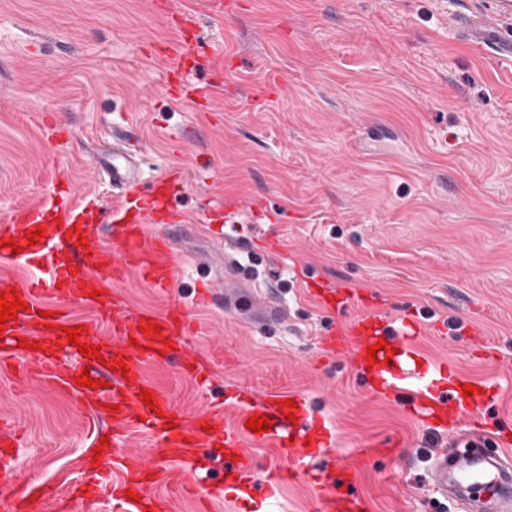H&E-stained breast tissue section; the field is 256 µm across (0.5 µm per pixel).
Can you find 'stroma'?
<instances>
[{
  "mask_svg": "<svg viewBox=\"0 0 512 512\" xmlns=\"http://www.w3.org/2000/svg\"><path fill=\"white\" fill-rule=\"evenodd\" d=\"M486 2L229 0L219 12L206 0H0V214L43 201L57 170L74 200L110 201L91 156L126 122L143 139L145 179L180 169L175 209L225 208L240 240L228 251L215 229L170 227L185 260L172 290L117 284L138 311L189 307L207 327L191 348L224 353L208 389L174 366L147 368L148 382L189 413L235 389L300 395L335 451L400 439L360 478L366 512H460L433 492L429 467L453 427H429L406 395L377 392L326 353L323 335L354 312L321 310L303 282L351 283L391 325L416 321L420 364L496 383L485 422L512 440V61L465 33ZM181 35L195 53L186 82L210 86L209 101L168 91L161 48ZM252 197L261 212L245 208ZM229 255L276 289L286 328L195 303ZM0 416L23 434L19 482L80 479L87 406L48 387L20 393L0 370Z\"/></svg>",
  "mask_w": 512,
  "mask_h": 512,
  "instance_id": "1",
  "label": "stroma"
}]
</instances>
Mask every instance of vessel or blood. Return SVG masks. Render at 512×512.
<instances>
[{"label": "vessel or blood", "instance_id": "vessel-or-blood-1", "mask_svg": "<svg viewBox=\"0 0 512 512\" xmlns=\"http://www.w3.org/2000/svg\"><path fill=\"white\" fill-rule=\"evenodd\" d=\"M471 37L475 44H496L501 56L512 60V0H495L489 16H476ZM144 144L141 138L127 137L96 152L95 167L103 169L119 201L111 211L117 235L112 246L100 242L102 222L95 202L79 204L60 198L56 183H49L47 199L12 211L0 219V257L16 258L35 269L36 275L17 286L1 278V291H16L25 304L16 319L0 327V356L13 362L24 381L49 385L75 402L93 398L98 411L112 413V441L100 457V468L86 475L79 497L83 512L103 496H110L114 512H171L170 501L157 498L154 489L174 480L206 502L222 496L237 481L247 482L256 491L257 503L264 512H278L280 487L297 476L310 475L309 460L331 450L332 436L327 428L317 427L309 419L302 399H295L292 419H285L283 399L262 396L244 400L234 426L224 424V406L216 404L193 415L176 414L170 401L160 391H153V405L141 397L148 383L145 368L149 365H174L184 374L207 382L210 359L187 350L185 336L195 331L190 312L179 305L160 314L133 312L126 309L112 292V284L129 275L138 278L157 292H168L176 278L177 260L168 236L148 234L150 224H182L186 217L175 210L170 200L181 181L179 171L170 170L153 184L143 185L141 162ZM43 230L35 244L27 234ZM12 247H5V240ZM20 253H13V246ZM50 296L49 317H41L42 296ZM251 308L258 311L262 323L281 324L286 307L269 294H254ZM76 307H87L91 317L80 320L72 316ZM356 315L347 323L332 328L322 338L323 347L334 354L350 353L358 364H366V350L376 347L377 362L372 374L380 389L400 392L418 401L424 415L435 410L457 414L463 424L447 448L434 457L433 485L443 497L460 499L471 506L474 498L487 495L493 512H512V465L499 456H470L473 448L499 444V437L479 427V412L495 400L498 388L482 383L480 391L463 396L458 386L464 381L454 367L441 363L430 370L418 367L413 342L416 330L395 329L375 310L358 303ZM158 324V331L148 330V323ZM81 327L79 345L68 343L64 330ZM385 349H378V342ZM100 348L96 359H83L95 387L78 384V370H62L59 351L79 355L80 344ZM116 361L125 362L128 373L113 370ZM269 419L271 430L256 433L247 422L250 417ZM137 427L155 436L158 447L152 457L128 452L123 443L129 428ZM12 432L0 425V512H42L51 502L63 507L66 498L55 487L41 485L21 487L11 464ZM270 448L278 456L262 477H255L250 450ZM219 448L229 477L216 484L204 479L195 465L198 453ZM395 443L369 439L362 447L351 450L337 460L342 471L341 483L315 478L318 512H354L356 503L341 484H356L359 476L376 458L391 455Z\"/></svg>", "mask_w": 512, "mask_h": 512}]
</instances>
